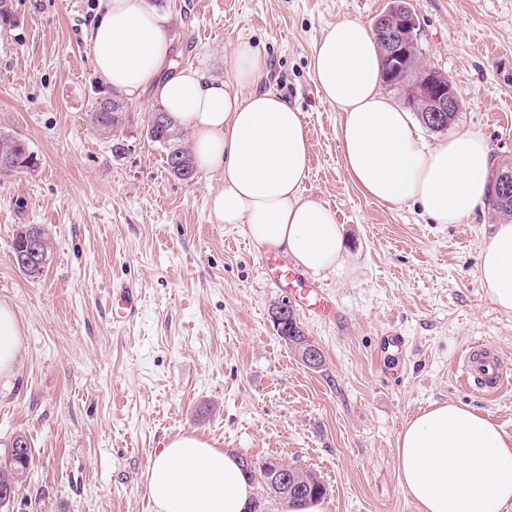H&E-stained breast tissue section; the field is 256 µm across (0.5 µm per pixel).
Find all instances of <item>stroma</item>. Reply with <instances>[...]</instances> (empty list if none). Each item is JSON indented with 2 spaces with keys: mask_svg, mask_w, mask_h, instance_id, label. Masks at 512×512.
Instances as JSON below:
<instances>
[{
  "mask_svg": "<svg viewBox=\"0 0 512 512\" xmlns=\"http://www.w3.org/2000/svg\"><path fill=\"white\" fill-rule=\"evenodd\" d=\"M98 0H12L0 29V135L22 138L34 168L0 175V302L24 336L0 378V454L22 434L28 477L0 512H157L154 455L176 434L255 460L315 472L325 512H418L397 472L405 420L453 401L512 437V390L480 395L459 378L464 348H497L512 369V312L496 308L479 255L498 218L476 209L436 224L420 205L365 196L347 173L341 114L318 94L315 42L340 21L372 23L386 0H149L168 14L175 61L228 75L238 42L266 55L265 88L294 102L308 129L305 197L343 228L348 265L300 271L341 317H296L324 353L305 366L275 332L269 286L242 224L211 220L220 177L176 179L163 150L126 130L124 153L90 123L111 89L84 31ZM423 61L446 73L463 109L450 133L481 132L512 161V0H410ZM39 224L54 250L42 275L12 262L15 225ZM141 313L113 324L114 280Z\"/></svg>",
  "mask_w": 512,
  "mask_h": 512,
  "instance_id": "stroma-1",
  "label": "stroma"
}]
</instances>
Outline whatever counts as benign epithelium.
I'll return each mask as SVG.
<instances>
[{
	"instance_id": "1",
	"label": "benign epithelium",
	"mask_w": 512,
	"mask_h": 512,
	"mask_svg": "<svg viewBox=\"0 0 512 512\" xmlns=\"http://www.w3.org/2000/svg\"><path fill=\"white\" fill-rule=\"evenodd\" d=\"M376 23L385 31L382 55L389 59L402 56V51L414 43L415 35L421 32L418 15L404 0H387V6ZM408 92L411 108L426 126L445 130L448 117L461 110V101L448 75L434 67L425 66L419 70ZM298 352L300 359L310 368H317L322 363L323 352L309 336L300 341Z\"/></svg>"
}]
</instances>
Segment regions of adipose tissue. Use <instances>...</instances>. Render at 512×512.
<instances>
[{"label": "adipose tissue", "mask_w": 512, "mask_h": 512, "mask_svg": "<svg viewBox=\"0 0 512 512\" xmlns=\"http://www.w3.org/2000/svg\"><path fill=\"white\" fill-rule=\"evenodd\" d=\"M85 39L103 81L126 95L150 93L189 131L198 171L220 174L210 194L217 223L245 225L255 248L283 253L312 272L343 269L341 225L303 195L309 141L301 114L261 85L266 56L238 43L224 78L180 66L171 56L168 17L148 0H99ZM312 70L319 94L342 114V158L364 195L419 204L436 224L460 223L484 205L493 169L486 139L465 132L426 145L410 113L382 90L368 24L325 29ZM480 278L492 303L512 312V220L492 225ZM21 341L14 308L0 303V376L12 373ZM397 460L418 512H504L512 503V438L466 406L435 403L411 417L397 437ZM146 479L158 512H250L254 505L238 458L193 432L169 439Z\"/></svg>", "instance_id": "1"}]
</instances>
